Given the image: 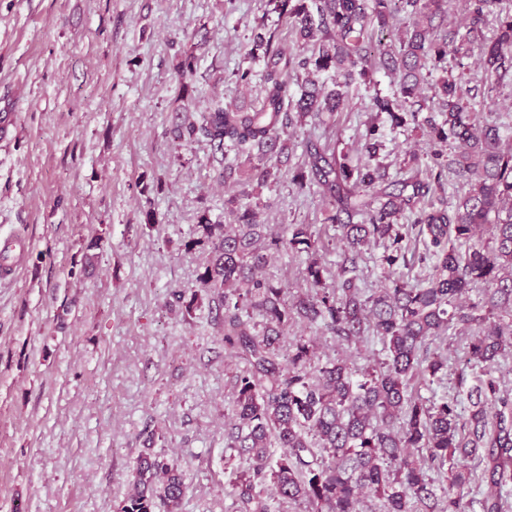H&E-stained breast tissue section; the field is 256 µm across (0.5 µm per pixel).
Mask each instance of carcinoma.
I'll return each instance as SVG.
<instances>
[{"label":"carcinoma","mask_w":512,"mask_h":512,"mask_svg":"<svg viewBox=\"0 0 512 512\" xmlns=\"http://www.w3.org/2000/svg\"><path fill=\"white\" fill-rule=\"evenodd\" d=\"M442 0H269L301 43L305 56L288 52L279 34L254 35L249 56L261 66L257 104L245 108L215 100L202 121L186 120L175 139L204 140L220 154L249 160L258 184L275 183L280 168L270 164L288 154V131L308 117L333 116L342 94L325 92L310 78L333 72L349 85L372 68L399 76L390 97L374 96L371 108L392 126L418 121L421 88L442 71L443 120L429 124L427 162L418 155L394 180L377 167L353 166L347 156L308 142L304 162L291 176L300 191L319 195L324 222L339 231L344 257L333 272L316 255L325 248L322 231L311 224H287L281 234L256 222L258 203L242 192L225 200L233 220L214 223L204 216L200 242L209 245L200 286L224 310V350L245 361L236 375L232 416L224 423V447L247 463L231 484V494L251 512H273L288 503L306 512H361L366 497L377 512H467L475 479L488 491L481 512H505L501 489L512 483V396L490 373L477 377L467 393L468 414L457 402L424 400L418 387L447 369V359L428 352L429 342L454 325L474 328L466 354L473 366L490 365L512 352V147L503 148L490 108L495 85L512 78V6L506 0H465L459 26L437 33ZM408 18L398 44L371 55L370 28L390 27L397 13ZM498 19L496 36L483 42L481 63L493 82L481 100L448 73V57L462 58L482 34L489 16ZM194 52L177 55L174 66L181 98L194 73ZM304 71L300 92L292 75ZM381 147L378 126L367 129L362 149ZM468 191L450 206L439 193L448 174ZM413 214L409 224L405 213ZM423 239L417 257L430 266L424 282L410 284L388 272L387 284L363 297L356 284L364 248L391 250L388 267L410 265L408 243ZM293 251L307 256L304 288L287 301L288 284L261 275L268 256ZM483 285V297L468 305L461 298ZM320 322L347 346L378 339L382 358L364 368L350 358H316L314 345L299 340L288 353L281 339L288 323ZM481 465L475 476L469 462ZM131 492L121 512H178L185 483L174 460L144 449L132 472ZM270 486L272 500L262 499Z\"/></svg>","instance_id":"1"}]
</instances>
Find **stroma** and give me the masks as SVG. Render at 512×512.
I'll return each instance as SVG.
<instances>
[{
    "label": "stroma",
    "mask_w": 512,
    "mask_h": 512,
    "mask_svg": "<svg viewBox=\"0 0 512 512\" xmlns=\"http://www.w3.org/2000/svg\"><path fill=\"white\" fill-rule=\"evenodd\" d=\"M263 26L293 47L267 0H0V237L29 242L0 280V512H120L147 444L182 466L179 512H242L227 490L245 463L224 445L242 364L199 288L208 252L192 243L200 216L223 220L241 186L218 178L233 154L214 158L173 129L213 100L256 101L261 68L246 52ZM190 49L198 61L183 102L173 64ZM239 68L251 69L250 86L234 79ZM319 79L344 107L291 131L279 182L258 188L259 219L275 232L323 223L319 196L287 175L306 141L361 162L376 124V162L392 178L426 150L428 126L396 128L370 109L395 91L391 75ZM99 237L103 250L86 262ZM467 336L454 326L433 341L448 368L421 397L466 405L478 374L458 365ZM301 337L320 359L349 353L302 320L283 342Z\"/></svg>",
    "instance_id": "stroma-1"
}]
</instances>
